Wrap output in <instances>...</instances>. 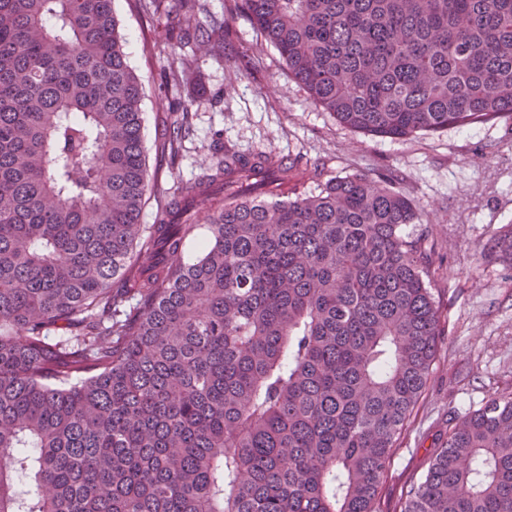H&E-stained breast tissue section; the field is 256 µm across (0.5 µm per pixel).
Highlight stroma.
<instances>
[{
  "instance_id": "35a3bbf8",
  "label": "stroma",
  "mask_w": 512,
  "mask_h": 512,
  "mask_svg": "<svg viewBox=\"0 0 512 512\" xmlns=\"http://www.w3.org/2000/svg\"><path fill=\"white\" fill-rule=\"evenodd\" d=\"M232 27L223 56L174 50L177 0L167 15H147L142 0H114L127 62L143 90V146L152 188L142 224L163 222L169 191L211 161L216 141L242 153L277 154L326 164L329 176L392 174L420 209L414 233L435 249L432 289L442 311L439 350L381 489L382 512H401L448 429L512 393V271L482 254L512 225V114L464 128L407 138L363 135L314 107L303 86L235 0H203ZM189 70L195 85H181ZM188 102L190 133L177 148L162 129Z\"/></svg>"
}]
</instances>
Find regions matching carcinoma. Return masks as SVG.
Masks as SVG:
<instances>
[{
	"mask_svg": "<svg viewBox=\"0 0 512 512\" xmlns=\"http://www.w3.org/2000/svg\"><path fill=\"white\" fill-rule=\"evenodd\" d=\"M241 7L352 130L512 112V0ZM180 9L179 47L224 52V16ZM142 97L112 0H0V512H380L440 336L417 205L217 149L145 228ZM402 512H512V396L450 427Z\"/></svg>",
	"mask_w": 512,
	"mask_h": 512,
	"instance_id": "carcinoma-1",
	"label": "carcinoma"
}]
</instances>
